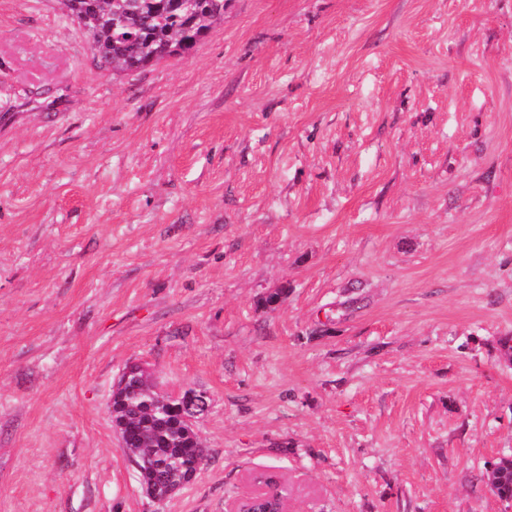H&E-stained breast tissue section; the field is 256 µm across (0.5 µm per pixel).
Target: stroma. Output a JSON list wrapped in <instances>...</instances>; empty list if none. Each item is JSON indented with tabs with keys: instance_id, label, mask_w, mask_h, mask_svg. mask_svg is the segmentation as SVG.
<instances>
[{
	"instance_id": "35a3bbf8",
	"label": "stroma",
	"mask_w": 512,
	"mask_h": 512,
	"mask_svg": "<svg viewBox=\"0 0 512 512\" xmlns=\"http://www.w3.org/2000/svg\"><path fill=\"white\" fill-rule=\"evenodd\" d=\"M512 0H228L116 73L0 0V512H512ZM204 392L144 492L112 390ZM487 477L491 490L501 499H512V456L503 455L495 461ZM262 489L250 496L238 500L230 512H288V501L279 489L277 479L269 474H261L255 478ZM277 494L279 496H268Z\"/></svg>"
}]
</instances>
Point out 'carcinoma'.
I'll return each instance as SVG.
<instances>
[{"instance_id": "cac0c4a2", "label": "carcinoma", "mask_w": 512, "mask_h": 512, "mask_svg": "<svg viewBox=\"0 0 512 512\" xmlns=\"http://www.w3.org/2000/svg\"><path fill=\"white\" fill-rule=\"evenodd\" d=\"M178 0H64L69 15L88 37L92 50L117 72H133L177 56V48L192 49L224 18V0H201L186 17ZM167 400L152 378L131 367L125 385L112 391V422L122 432L126 453L133 461L148 460L139 478L147 490L163 492L183 486L194 477L187 466L205 459L197 434L183 421L185 404ZM491 490L501 499H512V456L497 459L487 471Z\"/></svg>"}]
</instances>
